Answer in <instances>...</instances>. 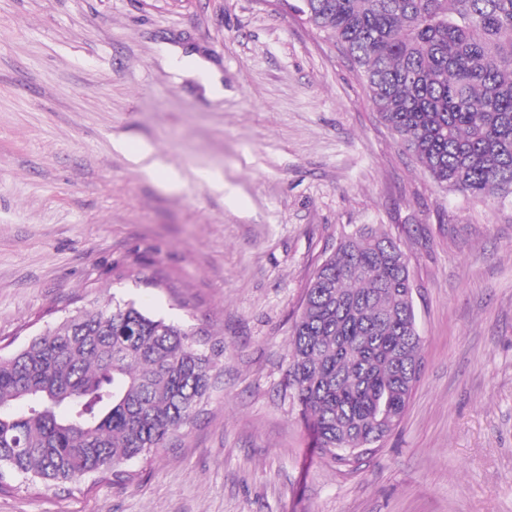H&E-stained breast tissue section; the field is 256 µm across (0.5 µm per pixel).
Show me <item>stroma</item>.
<instances>
[{
	"mask_svg": "<svg viewBox=\"0 0 512 512\" xmlns=\"http://www.w3.org/2000/svg\"><path fill=\"white\" fill-rule=\"evenodd\" d=\"M363 225L406 253L423 373L339 471L284 378L311 277ZM115 297L219 336L216 387L132 485L18 479L0 512H512V200L439 187L281 0H0V349Z\"/></svg>",
	"mask_w": 512,
	"mask_h": 512,
	"instance_id": "1",
	"label": "stroma"
}]
</instances>
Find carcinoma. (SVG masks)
<instances>
[{"label":"carcinoma","mask_w":512,"mask_h":512,"mask_svg":"<svg viewBox=\"0 0 512 512\" xmlns=\"http://www.w3.org/2000/svg\"><path fill=\"white\" fill-rule=\"evenodd\" d=\"M341 48L375 110L432 178L512 198V0H292ZM414 282L400 244L361 228L316 269L288 340L285 387L310 446L357 470L420 380ZM224 347L132 301L63 316L0 355V492L23 477L72 493L125 486L209 397ZM24 411L17 412V404Z\"/></svg>","instance_id":"1"}]
</instances>
